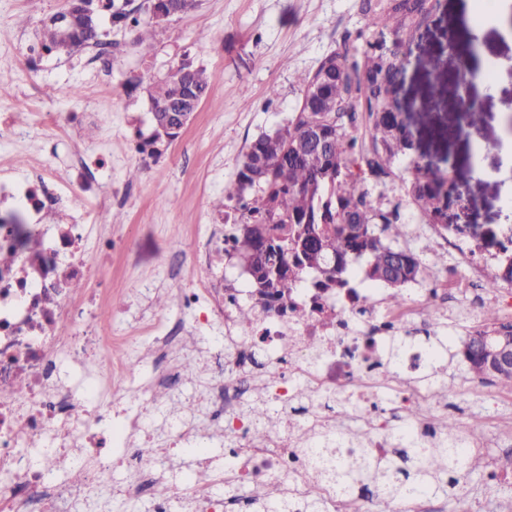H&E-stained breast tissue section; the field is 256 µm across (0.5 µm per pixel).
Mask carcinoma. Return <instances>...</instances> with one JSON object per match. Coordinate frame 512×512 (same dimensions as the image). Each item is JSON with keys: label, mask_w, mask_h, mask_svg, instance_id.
Instances as JSON below:
<instances>
[{"label": "carcinoma", "mask_w": 512, "mask_h": 512, "mask_svg": "<svg viewBox=\"0 0 512 512\" xmlns=\"http://www.w3.org/2000/svg\"><path fill=\"white\" fill-rule=\"evenodd\" d=\"M84 14L75 23L44 20L39 31L44 48L68 52L85 47L98 37L97 17L112 12V22L136 32L143 45L155 33L153 21H141L115 0H83ZM433 9L432 0H363L367 27L392 30L401 46L410 44ZM184 65L150 83L151 132L138 133L139 150L149 156L158 146L171 143L182 133L176 113L185 91L205 101L215 78L202 67L190 66V81H184ZM403 69L397 52H383L370 44L362 59L350 60L349 51L326 56L316 71L297 77L302 99L313 92L337 103L333 112L305 107L291 114L286 123L263 132L251 141L236 178L225 189V199L239 205L240 214L224 234L230 243L224 256L239 265L251 278L254 295L260 299H286L298 284L312 277L311 284L323 291L350 287L353 266L365 262V277L389 290L391 305L404 302L403 287L421 276L424 263L411 245L398 214L383 210L385 195L373 194L367 177L380 179L394 175L393 166L405 159L412 143L402 118L397 81ZM338 71L346 82L336 81ZM364 118L370 131V144L359 141L355 130ZM413 171L408 192L428 224L446 230L442 189L447 182L443 171L409 161ZM502 258L488 282L494 290L501 283L512 284V237L496 242ZM400 256L399 266L388 272L392 253ZM437 330L419 341L424 352V370L414 382L434 383L444 392H453L446 372L434 361L452 364V345L461 344L459 353L465 372L479 381L490 379L512 390V366L498 356L472 354L478 339L496 330L498 310L487 305L481 325L464 336L446 335L445 318L438 311L426 312ZM350 396L336 399V418L341 421L358 411ZM439 428L446 436L436 446L422 444L411 429L401 434L400 454L373 457L358 447L356 437L342 427L323 429L302 437L307 451L323 454L320 483L336 486L340 494L355 493L370 485L380 490L378 501L389 508L396 499L437 497L459 484L460 478L483 471L482 455L464 445L456 421L443 418ZM448 476L443 480L442 476ZM289 481L281 475L268 478L266 496L259 500L262 512H327V503L314 492L297 499L286 494Z\"/></svg>", "instance_id": "carcinoma-1"}]
</instances>
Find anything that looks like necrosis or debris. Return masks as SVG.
<instances>
[{
	"instance_id": "1",
	"label": "necrosis or debris",
	"mask_w": 512,
	"mask_h": 512,
	"mask_svg": "<svg viewBox=\"0 0 512 512\" xmlns=\"http://www.w3.org/2000/svg\"><path fill=\"white\" fill-rule=\"evenodd\" d=\"M105 167L98 160H76L71 174L80 189L75 192V183L57 178L43 164L18 175L8 159L0 158V209L12 208L23 217L22 223L0 225V253L5 256L0 262V512H73L97 487L114 483L107 462L112 452L126 463L118 482L126 500L150 499L153 512H239L232 495L156 490L166 475L168 451L154 441L143 420L154 409L158 389H180L176 356L184 325L159 318L154 338L158 363L149 382H139L127 366L115 369L96 361L111 350L115 338L99 327L93 300L72 294L68 284L96 272L83 243L91 228L89 205L101 198ZM48 213L62 215L63 223H42ZM448 246L456 250L459 265L476 266L466 287L458 288L452 280L441 288L423 276L413 282V295L444 307L459 291L468 299L467 312L491 302L499 305L503 323L512 325V296L484 288L494 273V256L477 243L461 248L454 234ZM224 248L223 236L209 237L193 257L203 277L177 295L181 307L204 308L203 322L224 324L207 386L214 429L205 433L190 422L173 424L172 446L200 452L220 441L243 464L217 471L214 482L247 483L258 494L268 476L280 474L289 477L294 493L302 497L316 483L317 468L294 430L311 433L335 424L326 397L353 395L373 405L367 419L355 414L348 421L359 427L363 445L373 455L398 449V434L410 426L425 444L435 445L442 436L434 426L438 389L416 385L401 390L384 363L392 337L430 332L420 309L392 311L380 288L324 296L312 287L299 288L288 300L267 301L257 325L243 327L235 311L252 303L251 291L239 288L210 262ZM313 339L322 345L316 355L308 349ZM264 360L274 367L263 387L265 400L283 411L299 408L300 415L290 430L273 429L258 440L242 409L255 397L254 382ZM303 386L311 396L301 405L297 391ZM386 389L397 395L398 403L376 410ZM408 404L415 411L411 423L404 414ZM61 455L81 464V481L57 479L53 463Z\"/></svg>"
}]
</instances>
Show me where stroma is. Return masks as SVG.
Here are the masks:
<instances>
[{"label":"stroma","mask_w":512,"mask_h":512,"mask_svg":"<svg viewBox=\"0 0 512 512\" xmlns=\"http://www.w3.org/2000/svg\"><path fill=\"white\" fill-rule=\"evenodd\" d=\"M64 6L65 0H0V84L9 90L0 97V113H16L26 131L25 139L6 150L18 173L38 160L65 178L68 158L95 159L99 145H106L112 166L103 176V190L125 198L93 210L87 249L96 274L75 293L94 296L99 324L117 336L113 362L131 363L146 380L153 371V342L128 330L135 319L155 312L193 319L192 310L177 308L175 296L195 276L173 260L189 256L214 225L234 223L238 205L224 201V189L249 143L284 124L298 108L297 74L315 71L326 55L346 46L361 52L371 42L393 49V36L367 29L360 0H198L142 46L131 28L114 27L105 12L98 32L111 41L114 63L111 78L102 83L94 78L89 49L58 53L47 67L32 63L26 52L37 44L42 20ZM467 10L466 0H439L415 40L402 49L407 63L398 97L413 130L411 156L447 171L456 188L449 214L501 240L512 235L504 218V205L512 202V138L503 131L504 116L512 113V11L493 15L482 27L480 61L496 64L499 80L490 87L469 85L481 122L475 135L452 139L447 130L459 117V100L457 61L448 46L465 41L460 21ZM187 60L214 74L209 98L160 155L138 153L137 134L149 132L151 124L145 86ZM95 106L101 120L83 122L81 113ZM46 112L57 114V126L44 125ZM136 167L140 176L129 179ZM102 235L117 241L106 254L97 247ZM220 337V330L203 328L185 336L189 393L209 378L202 352ZM463 368L454 361V392L438 414L487 437L481 449L486 474L460 481L455 498L438 497L434 503L440 512H498L500 502L512 501V470L499 469L506 450L490 436L500 418L512 415V404L477 409Z\"/></svg>","instance_id":"1"}]
</instances>
